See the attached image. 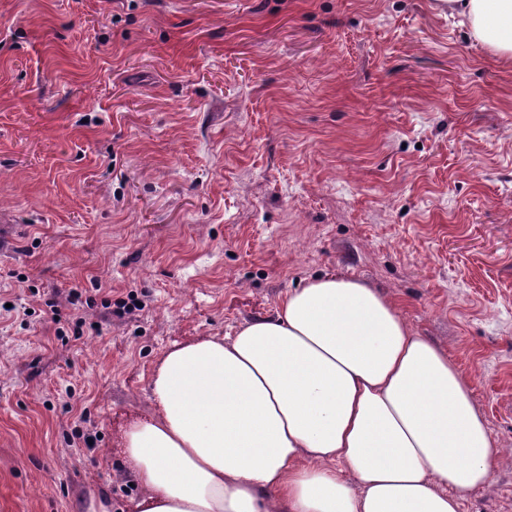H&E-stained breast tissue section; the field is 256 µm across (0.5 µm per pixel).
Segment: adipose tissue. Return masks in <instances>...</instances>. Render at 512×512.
<instances>
[{"label":"adipose tissue","mask_w":512,"mask_h":512,"mask_svg":"<svg viewBox=\"0 0 512 512\" xmlns=\"http://www.w3.org/2000/svg\"><path fill=\"white\" fill-rule=\"evenodd\" d=\"M512 59V0H447ZM125 453L137 512H460L504 454L472 385L395 301L324 274L274 316L166 351Z\"/></svg>","instance_id":"1"}]
</instances>
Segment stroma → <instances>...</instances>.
I'll return each mask as SVG.
<instances>
[{"label":"stroma","mask_w":512,"mask_h":512,"mask_svg":"<svg viewBox=\"0 0 512 512\" xmlns=\"http://www.w3.org/2000/svg\"><path fill=\"white\" fill-rule=\"evenodd\" d=\"M329 273L467 376L462 512H512V59L446 0H0V512H134L162 355Z\"/></svg>","instance_id":"35a3bbf8"}]
</instances>
